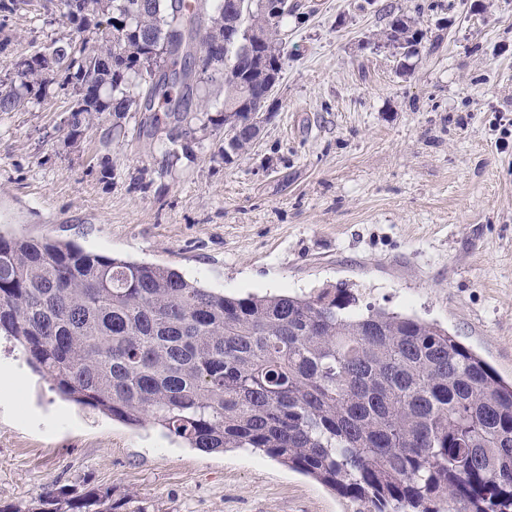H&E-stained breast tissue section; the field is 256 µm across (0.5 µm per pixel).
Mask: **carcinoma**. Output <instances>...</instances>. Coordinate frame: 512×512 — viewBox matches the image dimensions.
<instances>
[{
  "instance_id": "carcinoma-1",
  "label": "carcinoma",
  "mask_w": 512,
  "mask_h": 512,
  "mask_svg": "<svg viewBox=\"0 0 512 512\" xmlns=\"http://www.w3.org/2000/svg\"><path fill=\"white\" fill-rule=\"evenodd\" d=\"M54 0L51 14L102 40H55L14 63L0 112L71 98L75 139L112 113L151 112L185 139L224 128L218 154L246 152L277 111L250 58L279 73L288 18L301 3L253 0L242 19L265 31L228 44L207 0ZM425 35L391 12L381 40L396 70ZM55 69L46 71L47 59ZM346 288L304 299L226 296L168 266L0 232V334L60 397L127 424L144 422L207 453L259 451L349 500L354 512H512V384L447 330L367 307ZM27 512H156L109 490L47 489Z\"/></svg>"
}]
</instances>
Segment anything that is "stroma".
Wrapping results in <instances>:
<instances>
[{
  "instance_id": "1",
  "label": "stroma",
  "mask_w": 512,
  "mask_h": 512,
  "mask_svg": "<svg viewBox=\"0 0 512 512\" xmlns=\"http://www.w3.org/2000/svg\"><path fill=\"white\" fill-rule=\"evenodd\" d=\"M46 0L6 20L0 80L15 62L73 37L39 22ZM289 19L280 106L231 162L200 133L194 159L167 157L126 119L103 115L75 140L68 97L0 113V229L165 265L237 296L349 288L360 306L448 329L512 379V0H304ZM393 6L428 32L401 74L378 41ZM24 369L22 420L0 409V505L54 485L110 490L160 512H351L317 480L249 449L205 454L146 424L64 400Z\"/></svg>"
}]
</instances>
